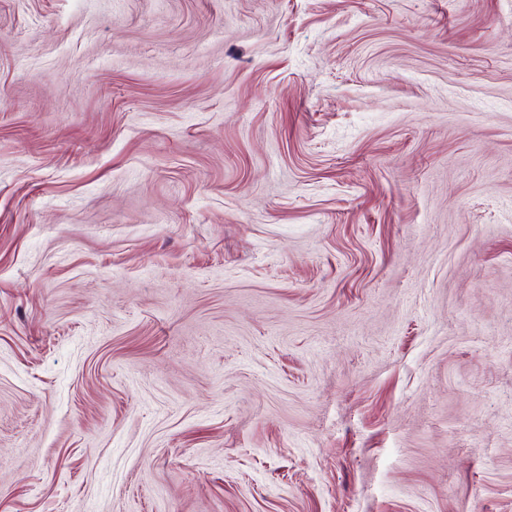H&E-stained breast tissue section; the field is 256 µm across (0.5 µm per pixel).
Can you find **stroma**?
I'll return each instance as SVG.
<instances>
[{"label":"stroma","instance_id":"35a3bbf8","mask_svg":"<svg viewBox=\"0 0 512 512\" xmlns=\"http://www.w3.org/2000/svg\"><path fill=\"white\" fill-rule=\"evenodd\" d=\"M0 512H512V0H0Z\"/></svg>","mask_w":512,"mask_h":512}]
</instances>
